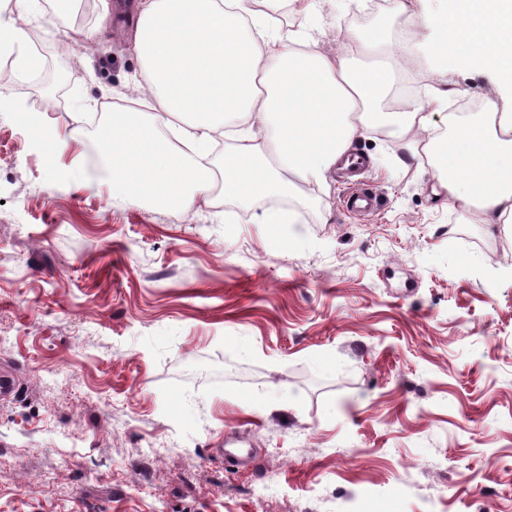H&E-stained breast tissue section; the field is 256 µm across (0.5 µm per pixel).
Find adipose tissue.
Returning a JSON list of instances; mask_svg holds the SVG:
<instances>
[{"label": "adipose tissue", "mask_w": 512, "mask_h": 512, "mask_svg": "<svg viewBox=\"0 0 512 512\" xmlns=\"http://www.w3.org/2000/svg\"><path fill=\"white\" fill-rule=\"evenodd\" d=\"M286 1L299 12L316 2L138 0V94L113 105L102 140L113 194L183 215L218 186L242 207L308 204L356 139L384 130L411 153L430 148L441 190L479 223H512V0H441L422 19L432 44L376 37L369 46L385 60L365 71L282 21ZM41 11L40 0H14L15 21H0V50L22 46L25 71L40 60L24 22ZM447 61L490 75L497 92L424 144L412 132L429 130L430 114L397 76L411 65L434 80Z\"/></svg>", "instance_id": "obj_1"}]
</instances>
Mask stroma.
<instances>
[{
	"instance_id": "obj_1",
	"label": "stroma",
	"mask_w": 512,
	"mask_h": 512,
	"mask_svg": "<svg viewBox=\"0 0 512 512\" xmlns=\"http://www.w3.org/2000/svg\"><path fill=\"white\" fill-rule=\"evenodd\" d=\"M136 2L36 21L40 67L0 69V512H512V229L435 196L436 169L380 132L353 146L383 200L365 217L338 167L295 224L113 198L94 119L140 74ZM429 7L317 0L289 22L351 41L359 69L377 31L430 42ZM403 82L430 102L428 77ZM442 86L436 135L494 82L449 66ZM21 118L31 127L39 130L45 137H39L40 140L46 145L49 144L50 148L55 151L63 150L67 146L66 139L61 136L55 128L48 126L46 116L44 113L35 112H19Z\"/></svg>"
}]
</instances>
